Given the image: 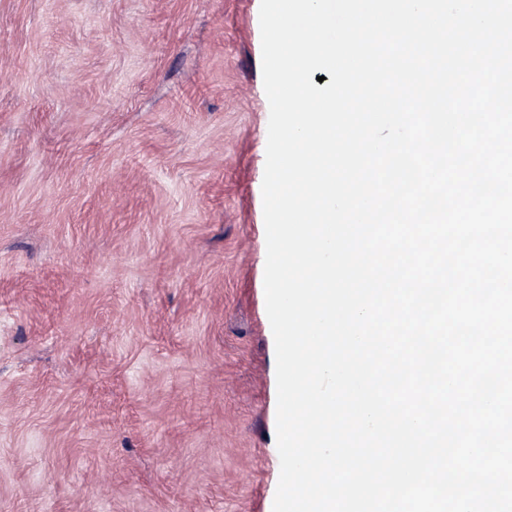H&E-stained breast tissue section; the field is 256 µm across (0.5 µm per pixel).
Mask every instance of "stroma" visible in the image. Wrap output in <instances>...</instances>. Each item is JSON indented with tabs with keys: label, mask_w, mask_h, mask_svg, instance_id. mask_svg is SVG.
<instances>
[{
	"label": "stroma",
	"mask_w": 512,
	"mask_h": 512,
	"mask_svg": "<svg viewBox=\"0 0 512 512\" xmlns=\"http://www.w3.org/2000/svg\"><path fill=\"white\" fill-rule=\"evenodd\" d=\"M261 0H0V512H273Z\"/></svg>",
	"instance_id": "1"
}]
</instances>
